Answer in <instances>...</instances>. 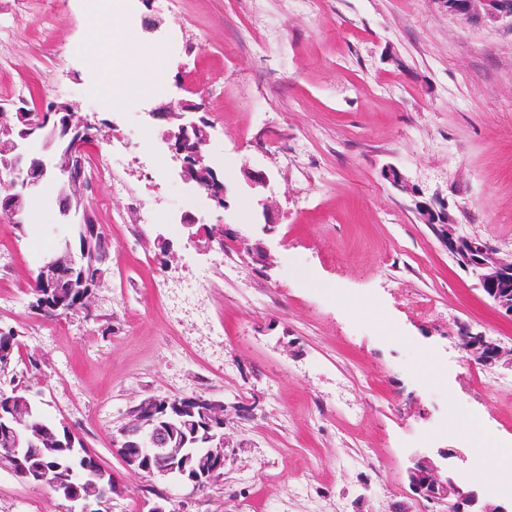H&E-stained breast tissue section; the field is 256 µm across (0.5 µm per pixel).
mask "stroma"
Wrapping results in <instances>:
<instances>
[{
  "mask_svg": "<svg viewBox=\"0 0 512 512\" xmlns=\"http://www.w3.org/2000/svg\"><path fill=\"white\" fill-rule=\"evenodd\" d=\"M162 56V92L104 104L110 57L89 53L85 0H0V104L45 111L67 102L100 124L84 144L95 167L126 143L125 180L100 177L89 199L110 246L90 312L32 309L37 266L67 235L55 193L32 197L23 229L0 222V326L19 335L11 375L54 422L68 425L123 483L109 512H441L415 498L413 458L460 451L448 474L481 499L512 493L476 479L480 452L440 430L479 419L512 448V366L467 359L460 330L512 345L476 278L414 211L423 199L457 236L512 256V21L485 26L445 0H109ZM203 100L207 157L226 207L187 206L152 107ZM271 176L277 224L263 233L244 167ZM393 166L410 189L382 176ZM223 223V249L180 223ZM261 241L256 261L239 235ZM203 281L200 293L184 280ZM437 369L426 374L425 359ZM201 396L224 404V476L201 492L131 473L115 450L141 400ZM48 488L0 469V512H69Z\"/></svg>",
  "mask_w": 512,
  "mask_h": 512,
  "instance_id": "35a3bbf8",
  "label": "stroma"
}]
</instances>
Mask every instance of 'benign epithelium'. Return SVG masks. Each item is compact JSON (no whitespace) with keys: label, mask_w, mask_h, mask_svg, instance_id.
I'll use <instances>...</instances> for the list:
<instances>
[{"label":"benign epithelium","mask_w":512,"mask_h":512,"mask_svg":"<svg viewBox=\"0 0 512 512\" xmlns=\"http://www.w3.org/2000/svg\"><path fill=\"white\" fill-rule=\"evenodd\" d=\"M448 12L469 23L496 24L504 19H512V0H447ZM13 114L23 125L18 136L11 142L7 151L0 154V213L7 216L12 224H23L25 205L28 199L41 187L80 185L91 180L83 161L77 158L81 151L83 137L88 135L92 123L78 115L65 102H58L53 110L52 122L34 119V114L21 108L10 111L0 108V123L8 114ZM177 129L169 132L174 158L181 161L180 175L187 183H194L218 206L226 207L228 187L216 169L205 164L204 146L207 142L208 122L199 115V110L187 107L177 115ZM42 127L44 153L32 157L27 144L36 131ZM246 185L256 191L270 185L271 178L264 170L250 167L244 171ZM418 219L424 224L446 226L442 214L426 201H415ZM60 223H88V213L74 208L70 198L60 195L58 199ZM439 235L447 240L448 250L462 268L472 272L484 296L499 312L512 317V257L501 258L487 242L473 237H455L450 231ZM76 259L70 252L53 255L39 267L41 280L56 287L74 286V266ZM464 351L474 360L494 366L503 359L512 362V347L487 338L482 334L461 336ZM205 419L215 412L224 411L218 401L195 397L190 400ZM139 418L129 424V429L140 434L142 446L138 448L119 447L116 452L128 469L135 473L153 474L168 477L179 485L194 492H200L218 482L223 477L225 464L224 433L217 434L219 443L202 449L207 468L200 473L190 474L184 464L175 461L174 452L163 447L165 444L161 419ZM75 458L81 461L79 469L72 472L71 488L66 500L71 503V512H104L108 498L91 496L82 492L88 472L100 470L97 459L82 448L73 449ZM441 462L421 458L408 469L409 487L420 498L445 506L443 512H512L506 504L483 503L478 494L464 488L445 475L447 461L461 457L453 448L438 452Z\"/></svg>","instance_id":"benign-epithelium-1"}]
</instances>
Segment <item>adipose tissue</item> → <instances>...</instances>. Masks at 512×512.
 Listing matches in <instances>:
<instances>
[{"label":"adipose tissue","instance_id":"ef3b65f1","mask_svg":"<svg viewBox=\"0 0 512 512\" xmlns=\"http://www.w3.org/2000/svg\"><path fill=\"white\" fill-rule=\"evenodd\" d=\"M88 48L105 51L112 58L104 102L114 107L130 96H153L159 91V82L147 69L154 57V45L139 41L126 28L119 17H112L101 29L92 32L86 42ZM138 70V80H131V70Z\"/></svg>","mask_w":512,"mask_h":512}]
</instances>
